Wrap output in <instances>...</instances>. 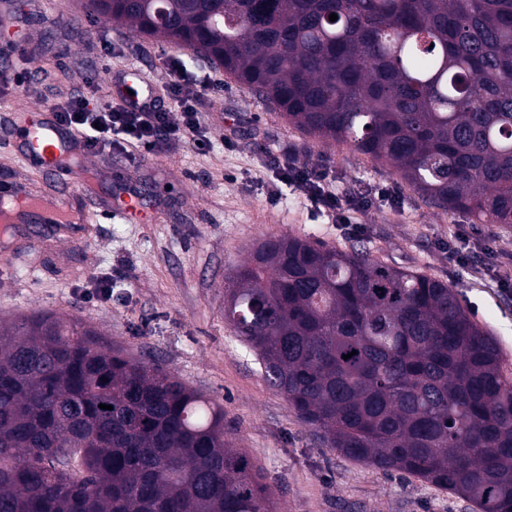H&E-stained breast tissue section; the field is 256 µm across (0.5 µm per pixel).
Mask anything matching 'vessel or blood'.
Segmentation results:
<instances>
[{"mask_svg": "<svg viewBox=\"0 0 512 512\" xmlns=\"http://www.w3.org/2000/svg\"><path fill=\"white\" fill-rule=\"evenodd\" d=\"M118 93H131L133 101L151 100L153 84L140 69L127 72L117 88ZM0 145L24 158L37 172L51 174L83 196L84 202L75 212L57 207L51 194L39 191L27 179L8 177L0 180V211L8 212L14 223H27L30 215H39L43 224L54 226L79 222L90 223L95 216L108 215L129 222L143 211L145 203L137 195L129 199L96 198L87 188V175L71 167L69 159L79 149L71 132L60 125L55 113L39 112L35 119L21 128L19 134L0 140Z\"/></svg>", "mask_w": 512, "mask_h": 512, "instance_id": "1", "label": "vessel or blood"}]
</instances>
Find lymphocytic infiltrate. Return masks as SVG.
Here are the masks:
<instances>
[{"mask_svg": "<svg viewBox=\"0 0 512 512\" xmlns=\"http://www.w3.org/2000/svg\"><path fill=\"white\" fill-rule=\"evenodd\" d=\"M174 76L170 85L177 104L176 112L142 105L113 104L111 99H89L75 92L54 106L61 124L83 139L87 150L105 154L115 149L154 153L174 144L187 143L199 151L207 150L209 140L202 130L197 105L203 93L222 87L218 78H209L204 85L192 83L178 59H170ZM277 179L292 186L313 206L333 221L350 223L351 213L364 210L365 205L353 194H336L329 185L326 171L299 164L285 158L277 164Z\"/></svg>", "mask_w": 512, "mask_h": 512, "instance_id": "f902f5d3", "label": "lymphocytic infiltrate"}]
</instances>
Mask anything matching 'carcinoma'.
I'll return each mask as SVG.
<instances>
[{"mask_svg": "<svg viewBox=\"0 0 512 512\" xmlns=\"http://www.w3.org/2000/svg\"><path fill=\"white\" fill-rule=\"evenodd\" d=\"M89 10L188 46L432 206L512 224V0ZM227 281L224 319L327 451L512 512V375L454 288L289 235L257 241ZM0 512L278 510L223 406L80 319L32 313L0 326Z\"/></svg>", "mask_w": 512, "mask_h": 512, "instance_id": "carcinoma-1", "label": "carcinoma"}]
</instances>
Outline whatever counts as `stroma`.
<instances>
[{
    "label": "stroma",
    "mask_w": 512,
    "mask_h": 512,
    "mask_svg": "<svg viewBox=\"0 0 512 512\" xmlns=\"http://www.w3.org/2000/svg\"><path fill=\"white\" fill-rule=\"evenodd\" d=\"M30 0L29 38L16 55L29 91L0 109V139L41 107L65 100L89 81L104 84L139 68L168 93L169 56L197 74L211 66L192 50L139 37L106 18H91L87 0ZM199 111L212 141L156 154L96 156L94 193H142L157 203L139 223L97 217L89 237L74 229L32 226L0 268V318L55 312L93 324L144 362H159L224 407L233 446L259 468L280 512H474L470 502L415 478L385 473L328 452L287 400L265 379L254 352L224 319V284L258 240L290 234L332 246L367 247L381 260L419 270L452 286L473 319L499 343L512 370V224H476L469 214L429 205L385 163L288 125L279 113L225 78ZM291 156L323 169L339 194L368 196L349 234L281 186L271 161ZM484 240L499 279L480 275L449 253L458 233ZM112 284L111 300L96 286Z\"/></svg>",
    "instance_id": "35a3bbf8"
}]
</instances>
